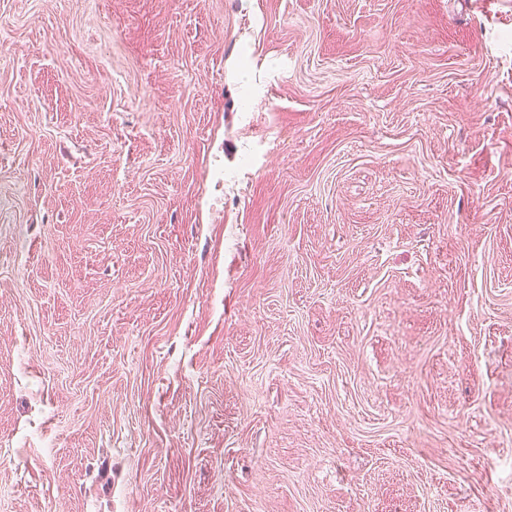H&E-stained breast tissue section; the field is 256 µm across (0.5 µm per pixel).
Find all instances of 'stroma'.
<instances>
[{
	"label": "stroma",
	"instance_id": "35a3bbf8",
	"mask_svg": "<svg viewBox=\"0 0 512 512\" xmlns=\"http://www.w3.org/2000/svg\"><path fill=\"white\" fill-rule=\"evenodd\" d=\"M0 512H512V0H0Z\"/></svg>",
	"mask_w": 512,
	"mask_h": 512
}]
</instances>
